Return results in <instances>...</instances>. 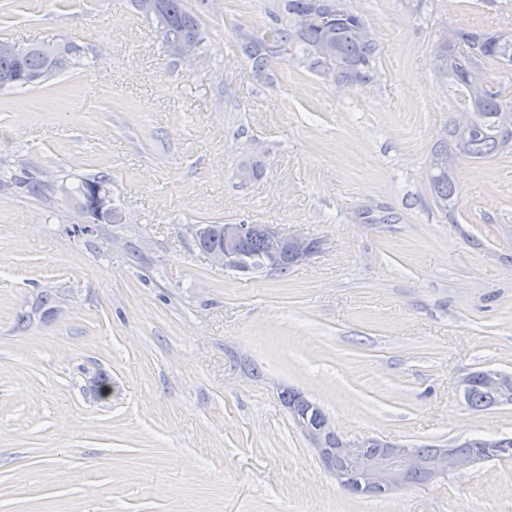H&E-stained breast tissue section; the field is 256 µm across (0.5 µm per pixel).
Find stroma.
Wrapping results in <instances>:
<instances>
[{
	"mask_svg": "<svg viewBox=\"0 0 512 512\" xmlns=\"http://www.w3.org/2000/svg\"><path fill=\"white\" fill-rule=\"evenodd\" d=\"M345 3L376 39L365 86L298 57L254 70L244 38L281 0H187L190 59L129 0H0V40L84 61L0 92V172L51 187H0V512H512V457L349 494L280 397L349 440L512 436V405L461 386L512 374V154L457 160L446 209L428 167L456 113L437 43L512 27V0ZM100 171L120 223L72 203ZM239 221L321 246L227 271L192 229ZM484 371L473 372L470 375V384L469 377L463 380V393L467 405L475 409H488L510 404L512 402V376L496 370H486L485 374ZM483 374L485 382L501 392L505 404L500 403L496 393L486 386Z\"/></svg>",
	"mask_w": 512,
	"mask_h": 512,
	"instance_id": "stroma-1",
	"label": "stroma"
}]
</instances>
